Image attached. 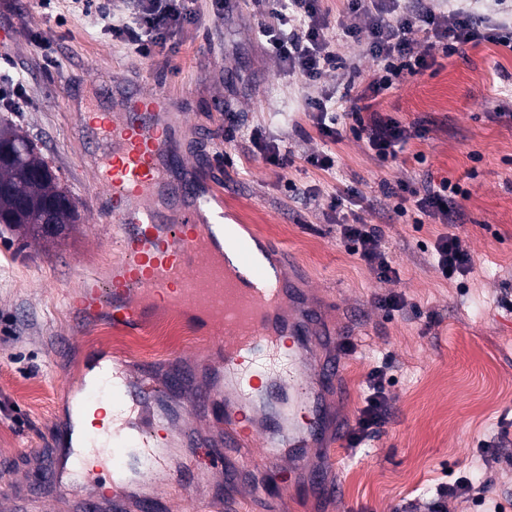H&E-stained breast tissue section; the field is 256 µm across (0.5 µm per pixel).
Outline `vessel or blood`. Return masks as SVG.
Here are the masks:
<instances>
[{"label":"vessel or blood","instance_id":"obj_1","mask_svg":"<svg viewBox=\"0 0 512 512\" xmlns=\"http://www.w3.org/2000/svg\"><path fill=\"white\" fill-rule=\"evenodd\" d=\"M174 108L167 97L143 93L122 98L99 123L104 149L93 161L96 206L108 214L123 259L112 269L110 302L102 303L92 287L78 307L88 315L107 312L117 327L146 324L160 306L183 315L206 310L208 320L196 328L205 353L221 352L220 372L185 402L179 417H165L162 436L148 410L163 393L150 367L133 372L126 360H113L105 381L123 409L92 457L66 456L64 468L123 474L137 461L142 472L168 475L164 447L184 441V422L202 411L223 422L224 442L216 448L194 440L192 469L204 473L220 465L228 482L240 483L258 436L265 448L259 466L301 468L308 448L346 442L343 431L323 436V391L345 372V360L331 355L342 339L304 290L286 287L239 225L202 219L209 191L171 183L166 131Z\"/></svg>","mask_w":512,"mask_h":512}]
</instances>
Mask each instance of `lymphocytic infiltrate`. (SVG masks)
Segmentation results:
<instances>
[{
	"instance_id": "lymphocytic-infiltrate-1",
	"label": "lymphocytic infiltrate",
	"mask_w": 512,
	"mask_h": 512,
	"mask_svg": "<svg viewBox=\"0 0 512 512\" xmlns=\"http://www.w3.org/2000/svg\"><path fill=\"white\" fill-rule=\"evenodd\" d=\"M191 0H136L130 20L112 25L117 39L134 45L137 54L149 57L163 46L173 28L191 21ZM278 16L277 27L263 35L285 76L301 77L317 86L331 71L341 68L335 41L326 31L336 26L341 34L361 45L370 81L357 94L330 91L309 98V118L319 136L337 143L344 134L365 141L383 162L396 160L411 140L424 136L422 124L409 126L374 107L378 96L404 75H416L435 66L437 56H451L461 46L490 43L512 49V0H492L485 14L473 12L469 0L450 7L443 0H343L338 15H331L324 0H255ZM382 192L392 198L397 217L413 213L441 224L459 223L461 201L468 192L449 179L416 182L410 179L383 183ZM366 202L356 188L346 186L329 196L336 215V239L359 257L380 278L398 275L383 244L378 227L365 223L359 213ZM436 267L444 279L470 273L474 260L454 234L439 236L433 246ZM387 369L372 368L366 381L363 405L348 445L362 442L382 425L390 412L386 389Z\"/></svg>"
}]
</instances>
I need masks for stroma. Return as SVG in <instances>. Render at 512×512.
Wrapping results in <instances>:
<instances>
[{
	"label": "stroma",
	"mask_w": 512,
	"mask_h": 512,
	"mask_svg": "<svg viewBox=\"0 0 512 512\" xmlns=\"http://www.w3.org/2000/svg\"><path fill=\"white\" fill-rule=\"evenodd\" d=\"M110 18L86 15L73 0H0V72L21 86L22 100L0 105V117L21 127L78 203L80 219L55 240H22L0 224V493L21 496L40 484L43 500L31 512H74V496L102 493L98 476L82 479L76 495L60 492L47 476V448L73 430L74 388L102 360L150 362L166 376L173 358L195 363L199 348L189 321L168 350L130 355L127 341L146 330L114 329L106 314L82 317L69 302L85 273L101 276L118 260L96 228L104 224L90 167L91 118L111 111L112 77L129 88L185 100L187 112L173 134L174 177L212 188L207 209L224 211L281 247L309 288L326 295L328 313L352 342L341 382L338 418L355 422L369 370L392 362L387 391L392 408L384 424L357 450L312 449L307 466L341 483L343 496L326 497L304 480L281 491L276 470L255 472L263 512H402L413 500H430L448 475L474 484L490 481L489 499L512 501V118L498 116L512 101V49L465 45L438 57L431 69L408 75L378 98L380 112L408 125L424 122V138L410 141L393 163L380 164L362 142L325 143L307 116V101L320 88L284 77L262 42L274 18L253 0H228L216 17L212 0H193V22L176 28L165 46L144 59L112 34L113 19L134 10L133 0H108ZM283 141L294 162L280 169L248 154L245 132ZM333 150L338 166L312 168L304 155ZM228 153L233 163L216 160ZM448 178L469 193L461 224L413 223L391 216L383 182ZM314 185L318 195L288 198L285 181ZM350 185L374 201L365 223L380 225L398 278L384 280L336 241L328 196ZM455 232L474 259L472 271L449 281L434 266L429 247ZM404 295L415 311L394 312L379 298ZM192 451L177 449L174 480L146 477L143 489L127 488L135 512L142 497L151 512H181L184 500L237 497L223 469L194 482Z\"/></svg>",
	"instance_id": "1"
}]
</instances>
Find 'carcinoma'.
Wrapping results in <instances>:
<instances>
[{
  "label": "carcinoma",
  "mask_w": 512,
  "mask_h": 512,
  "mask_svg": "<svg viewBox=\"0 0 512 512\" xmlns=\"http://www.w3.org/2000/svg\"><path fill=\"white\" fill-rule=\"evenodd\" d=\"M0 146L12 154L10 164L0 165V220L23 237L42 239L44 235L37 228L38 212L21 210V202L55 199L70 192L15 124L0 121Z\"/></svg>",
  "instance_id": "obj_1"
}]
</instances>
